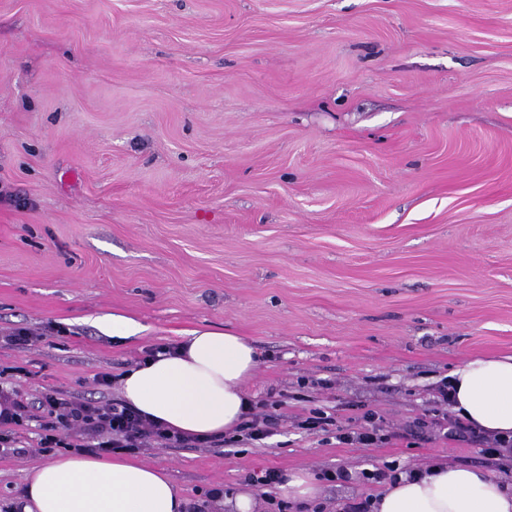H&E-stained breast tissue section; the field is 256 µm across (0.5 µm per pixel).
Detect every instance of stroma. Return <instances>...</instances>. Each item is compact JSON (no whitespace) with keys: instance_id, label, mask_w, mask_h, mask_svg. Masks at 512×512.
<instances>
[{"instance_id":"stroma-1","label":"stroma","mask_w":512,"mask_h":512,"mask_svg":"<svg viewBox=\"0 0 512 512\" xmlns=\"http://www.w3.org/2000/svg\"><path fill=\"white\" fill-rule=\"evenodd\" d=\"M117 314L141 330L119 339ZM0 370L98 401L149 348L233 330L262 441L149 448L182 495L306 472L324 512L360 473L475 444L413 422L473 355L512 353V0H0ZM375 447L298 422L309 409ZM0 449V512L35 448ZM343 469L349 480L323 474ZM365 426L360 432H344L342 426L337 425L336 418L320 410H310L308 416L301 421V427L309 431L335 432L336 439L339 442L356 441L364 446H371L381 438L379 432L382 431V420L372 411H367L363 415Z\"/></svg>"}]
</instances>
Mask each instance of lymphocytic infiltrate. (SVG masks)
<instances>
[{
  "instance_id": "1",
  "label": "lymphocytic infiltrate",
  "mask_w": 512,
  "mask_h": 512,
  "mask_svg": "<svg viewBox=\"0 0 512 512\" xmlns=\"http://www.w3.org/2000/svg\"><path fill=\"white\" fill-rule=\"evenodd\" d=\"M38 419L41 449L69 448L74 452L112 454L133 453L144 448L203 446V439H189L168 431L120 403L93 401L63 395L56 388L42 391L37 403H30L17 389L0 387V447L20 445L30 419ZM361 431L349 434L335 418L320 410H310L301 422L303 429L335 433L339 442L376 444L382 430L380 417L372 411L363 415Z\"/></svg>"
}]
</instances>
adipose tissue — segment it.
Instances as JSON below:
<instances>
[{
  "instance_id": "obj_1",
  "label": "adipose tissue",
  "mask_w": 512,
  "mask_h": 512,
  "mask_svg": "<svg viewBox=\"0 0 512 512\" xmlns=\"http://www.w3.org/2000/svg\"><path fill=\"white\" fill-rule=\"evenodd\" d=\"M258 350L231 331L193 330L174 353L131 368L123 400L185 437L238 431L252 407L245 391ZM451 409L489 437L512 436V354L467 358L448 374ZM11 512H186L165 470L124 455L61 453L26 470ZM373 512H512V474L439 462L399 475L371 500Z\"/></svg>"
}]
</instances>
